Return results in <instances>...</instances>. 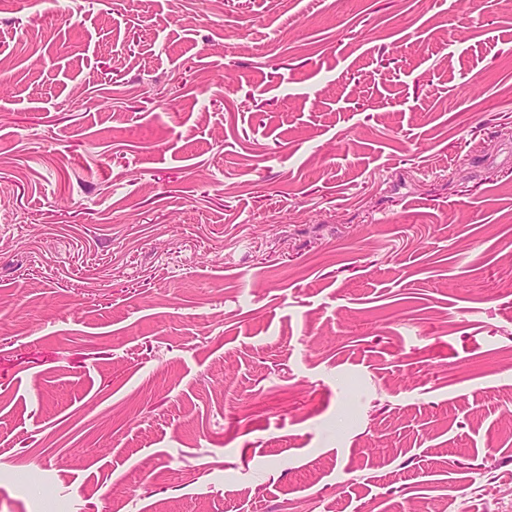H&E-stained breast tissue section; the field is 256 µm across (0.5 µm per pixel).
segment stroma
I'll return each instance as SVG.
<instances>
[{
	"mask_svg": "<svg viewBox=\"0 0 512 512\" xmlns=\"http://www.w3.org/2000/svg\"><path fill=\"white\" fill-rule=\"evenodd\" d=\"M512 512V6L0 0V512Z\"/></svg>",
	"mask_w": 512,
	"mask_h": 512,
	"instance_id": "1",
	"label": "stroma"
}]
</instances>
